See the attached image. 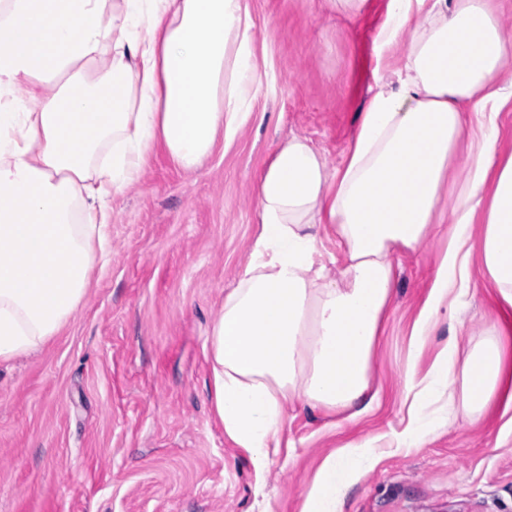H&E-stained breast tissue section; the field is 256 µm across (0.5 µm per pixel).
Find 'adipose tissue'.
Returning a JSON list of instances; mask_svg holds the SVG:
<instances>
[{
	"label": "adipose tissue",
	"mask_w": 512,
	"mask_h": 512,
	"mask_svg": "<svg viewBox=\"0 0 512 512\" xmlns=\"http://www.w3.org/2000/svg\"><path fill=\"white\" fill-rule=\"evenodd\" d=\"M246 0H0V363L37 350L82 304L105 252L111 202L155 147L201 168L248 122L262 81ZM403 45L397 86L378 83L341 168L293 136L258 181L260 231L206 338L213 411L263 469L289 407L354 420L376 401L373 358L396 282L393 251L455 227L413 323L405 371L414 448L453 384L471 419L512 409V155L498 156L512 103V31L490 0H389L378 52ZM470 160L448 173L460 143ZM482 217L479 241L469 228ZM345 254L323 260L322 225ZM497 291L479 342L449 336L416 361L442 310L466 303L473 271ZM370 443L323 460L303 512H336Z\"/></svg>",
	"instance_id": "adipose-tissue-1"
}]
</instances>
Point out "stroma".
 Segmentation results:
<instances>
[{
    "instance_id": "stroma-1",
    "label": "stroma",
    "mask_w": 512,
    "mask_h": 512,
    "mask_svg": "<svg viewBox=\"0 0 512 512\" xmlns=\"http://www.w3.org/2000/svg\"><path fill=\"white\" fill-rule=\"evenodd\" d=\"M254 53L267 64L253 114L198 171L164 150L116 198L108 261L73 318L40 350L0 365V512H301L323 459L377 440L336 512H512V430L501 406L471 422L441 400L442 424L400 448L404 372L416 315L436 275L443 224L414 253L393 256L396 288L375 352L379 400L336 428L324 411L289 409L287 448L256 472L224 436L210 400L205 341L259 232L255 179L300 136L340 167L377 81L396 84L402 48L378 54L388 0L355 14L326 0H247ZM496 290L477 279L461 323L441 319L423 348L427 371L449 335L493 322Z\"/></svg>"
}]
</instances>
